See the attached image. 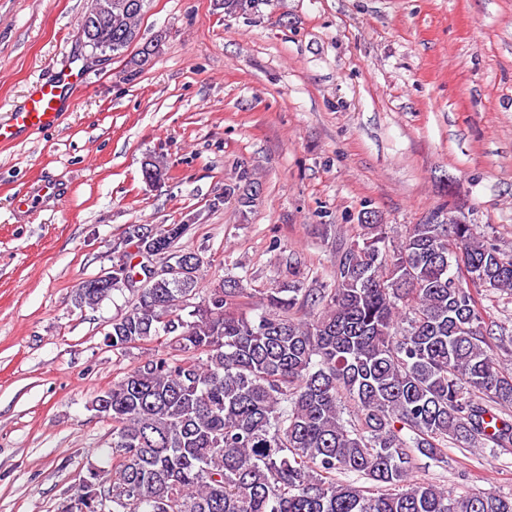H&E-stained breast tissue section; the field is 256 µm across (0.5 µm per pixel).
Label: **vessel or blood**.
I'll use <instances>...</instances> for the list:
<instances>
[{
	"instance_id": "obj_1",
	"label": "vessel or blood",
	"mask_w": 512,
	"mask_h": 512,
	"mask_svg": "<svg viewBox=\"0 0 512 512\" xmlns=\"http://www.w3.org/2000/svg\"><path fill=\"white\" fill-rule=\"evenodd\" d=\"M77 82L73 70H60L56 77L35 82L21 106L7 121L0 122V144L11 142L18 133L47 129L61 120L60 106Z\"/></svg>"
}]
</instances>
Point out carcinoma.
Segmentation results:
<instances>
[{"instance_id":"carcinoma-1","label":"carcinoma","mask_w":512,"mask_h":512,"mask_svg":"<svg viewBox=\"0 0 512 512\" xmlns=\"http://www.w3.org/2000/svg\"><path fill=\"white\" fill-rule=\"evenodd\" d=\"M145 0H112L125 27L91 24L93 54L120 56L140 32ZM251 15L259 0H222ZM259 182L242 169L222 203L243 210ZM360 237L317 288L283 283L254 295L241 281L211 288L193 309L204 262L177 283L145 284L112 319V351L170 338L185 357L157 354L112 382V512H512V496L452 495L414 479L417 456L452 444L512 447V335L493 332L466 286L512 291V253L469 224L425 218L391 238L371 211ZM76 289L93 308L116 291ZM205 358H200V355ZM409 430L411 435L403 434ZM354 476L369 482L357 486Z\"/></svg>"}]
</instances>
